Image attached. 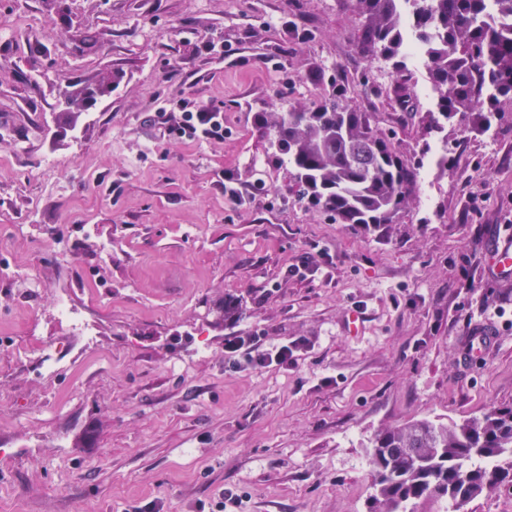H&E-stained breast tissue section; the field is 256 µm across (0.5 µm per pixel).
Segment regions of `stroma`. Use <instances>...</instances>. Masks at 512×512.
Listing matches in <instances>:
<instances>
[{
	"label": "stroma",
	"instance_id": "35a3bbf8",
	"mask_svg": "<svg viewBox=\"0 0 512 512\" xmlns=\"http://www.w3.org/2000/svg\"><path fill=\"white\" fill-rule=\"evenodd\" d=\"M355 38L337 0H0V512H366L382 425L512 406V108L432 132L435 98L395 93L426 69ZM318 65L422 163L390 231L293 202L266 153L255 113L311 104ZM187 103L223 138L156 123ZM235 336L309 347L236 372Z\"/></svg>",
	"mask_w": 512,
	"mask_h": 512
}]
</instances>
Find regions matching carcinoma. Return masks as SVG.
<instances>
[{
	"instance_id": "cac0c4a2",
	"label": "carcinoma",
	"mask_w": 512,
	"mask_h": 512,
	"mask_svg": "<svg viewBox=\"0 0 512 512\" xmlns=\"http://www.w3.org/2000/svg\"><path fill=\"white\" fill-rule=\"evenodd\" d=\"M338 0L359 20L356 52L395 73L407 69L406 33L429 44L425 57L438 115L482 132L512 104V0ZM309 106L258 112L267 154L284 167L294 201L338 224L389 226L414 196L420 163L403 157L372 113L350 107L336 70L311 77ZM367 512H419L427 501L464 504L512 482V407L460 422L427 417L388 424L370 439Z\"/></svg>"
}]
</instances>
